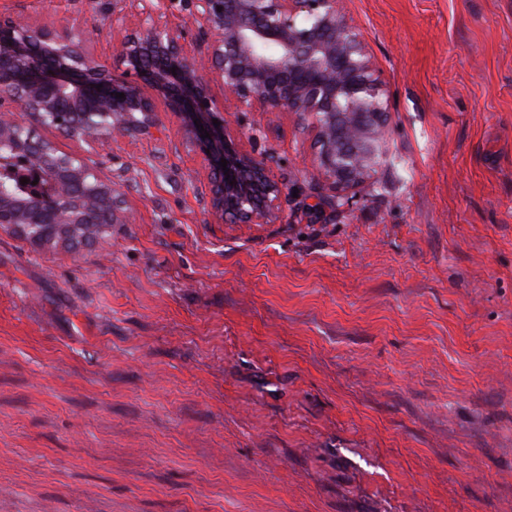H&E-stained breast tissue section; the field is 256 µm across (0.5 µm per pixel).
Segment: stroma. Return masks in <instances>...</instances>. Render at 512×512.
<instances>
[{"mask_svg":"<svg viewBox=\"0 0 512 512\" xmlns=\"http://www.w3.org/2000/svg\"><path fill=\"white\" fill-rule=\"evenodd\" d=\"M386 153L338 203L293 112L224 131L282 188L257 224L159 140L36 125L120 194L70 251L0 226V512H512V0H338ZM113 78L129 0H0ZM120 24H110V16ZM163 20L190 51V0Z\"/></svg>","mask_w":512,"mask_h":512,"instance_id":"stroma-1","label":"stroma"}]
</instances>
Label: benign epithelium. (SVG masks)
Listing matches in <instances>:
<instances>
[{"label":"benign epithelium","mask_w":512,"mask_h":512,"mask_svg":"<svg viewBox=\"0 0 512 512\" xmlns=\"http://www.w3.org/2000/svg\"><path fill=\"white\" fill-rule=\"evenodd\" d=\"M131 2L141 24L119 51L129 82L112 78L73 34L0 18V151L34 163L16 169L31 182L28 198L0 193L1 225L20 226L35 239L46 224L114 223L120 199L112 185L96 178L84 185L81 159L35 137L25 118L51 119L63 136L92 143L116 133L151 136L158 109L142 94L143 84L157 88L164 111L182 120L186 146L208 165L212 209L235 223L267 218L281 188L263 161L224 134V106L211 95L212 80L247 108L310 116L314 163L336 198L347 202V191L367 183L383 152L381 81L337 0H191L209 35V79L183 35L161 22L163 0ZM202 128L209 137H201ZM37 177L46 182L32 184Z\"/></svg>","instance_id":"obj_1"}]
</instances>
